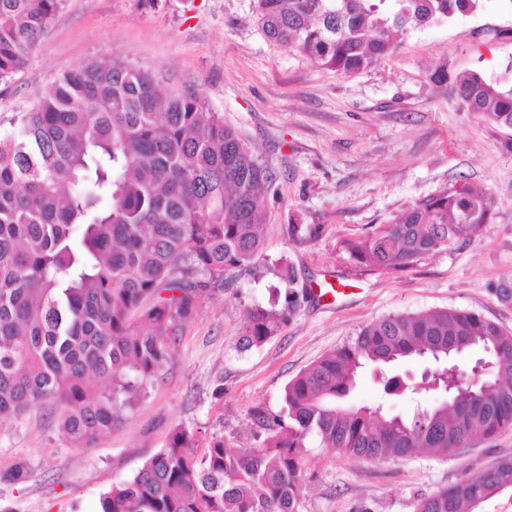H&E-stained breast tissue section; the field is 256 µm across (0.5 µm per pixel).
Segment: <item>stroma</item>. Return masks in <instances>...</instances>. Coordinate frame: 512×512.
Returning <instances> with one entry per match:
<instances>
[{"instance_id":"1","label":"stroma","mask_w":512,"mask_h":512,"mask_svg":"<svg viewBox=\"0 0 512 512\" xmlns=\"http://www.w3.org/2000/svg\"><path fill=\"white\" fill-rule=\"evenodd\" d=\"M120 57L156 72L165 89L197 95L232 126L277 181L265 197L264 251L254 270L204 290L176 333L170 361L122 426L96 444L73 445L48 410L0 420V512H98L101 495L132 478L184 427L199 448L223 433L231 448L261 445L256 410L280 411L284 389L367 323L432 308L470 310L512 332V128L461 111L430 79L475 70L512 85V7L481 0L471 13L415 29L360 73L322 68L268 40L254 0H65L48 34L0 94V120L29 110L61 74ZM489 194L481 234L405 272L356 268L342 239L393 223L408 206L457 180ZM292 224H318L299 245ZM293 265V286L275 264ZM330 284L337 297L317 300ZM297 307L258 348L240 343L249 309ZM512 458V427L436 456L353 458L310 439L301 456L299 512H415L418 502ZM26 479L14 481L16 467Z\"/></svg>"}]
</instances>
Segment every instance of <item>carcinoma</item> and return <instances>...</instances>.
<instances>
[{
  "mask_svg": "<svg viewBox=\"0 0 512 512\" xmlns=\"http://www.w3.org/2000/svg\"><path fill=\"white\" fill-rule=\"evenodd\" d=\"M63 0H0V85L40 45ZM480 0H256L264 35L338 74L359 73L396 49V36L475 10ZM432 79L459 108L512 127V86L469 71ZM0 134V418L51 403L78 446L120 426L135 396L171 358L198 291L262 254L264 192L276 176L194 94L120 58L63 74ZM494 201L456 182L367 235L341 241L351 262L403 272L478 237ZM319 224H290L296 244ZM288 322L247 312L241 336L260 347ZM489 355L493 387L462 381L456 356ZM428 357L420 389L446 394L410 417L380 420L346 406L364 369ZM260 448L175 430L99 512H298L300 455L309 437L349 457L445 454L512 427V334L479 314H392L288 382L283 407L257 413ZM512 486V459L434 493L416 512H471Z\"/></svg>",
  "mask_w": 512,
  "mask_h": 512,
  "instance_id": "1",
  "label": "carcinoma"
}]
</instances>
